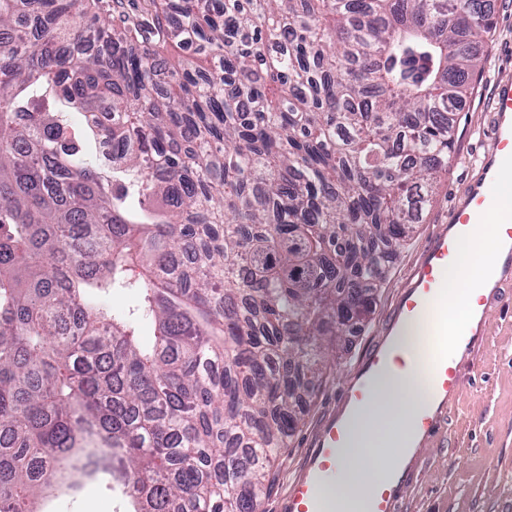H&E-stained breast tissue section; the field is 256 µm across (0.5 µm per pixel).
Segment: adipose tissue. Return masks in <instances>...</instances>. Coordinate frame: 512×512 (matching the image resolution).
Here are the masks:
<instances>
[{"label":"adipose tissue","mask_w":512,"mask_h":512,"mask_svg":"<svg viewBox=\"0 0 512 512\" xmlns=\"http://www.w3.org/2000/svg\"><path fill=\"white\" fill-rule=\"evenodd\" d=\"M501 253L497 225H482L475 239L462 250L461 274L448 281L449 303L438 314L442 323L454 326L467 320L465 301L471 289L483 283L487 268L498 264ZM425 395L418 370L408 362L379 382L371 405L349 414L354 443L344 450L338 496L352 495L362 482L375 481L384 473L390 456L401 445L410 413Z\"/></svg>","instance_id":"1"}]
</instances>
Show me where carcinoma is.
Instances as JSON below:
<instances>
[{
  "label": "carcinoma",
  "mask_w": 512,
  "mask_h": 512,
  "mask_svg": "<svg viewBox=\"0 0 512 512\" xmlns=\"http://www.w3.org/2000/svg\"><path fill=\"white\" fill-rule=\"evenodd\" d=\"M97 8L0 0V512L96 478L131 512H258L300 394L448 170L491 14ZM190 47L208 67L171 63Z\"/></svg>",
  "instance_id": "1"
}]
</instances>
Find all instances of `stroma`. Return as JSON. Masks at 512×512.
<instances>
[{"instance_id": "stroma-1", "label": "stroma", "mask_w": 512, "mask_h": 512, "mask_svg": "<svg viewBox=\"0 0 512 512\" xmlns=\"http://www.w3.org/2000/svg\"><path fill=\"white\" fill-rule=\"evenodd\" d=\"M484 65L471 97L456 113L454 159L437 181L424 221L396 250L389 278L375 293L369 319L342 336L324 381L304 397V417L275 461L273 487L261 512H284L289 484L304 470L319 431L342 412L343 393L380 342L411 270L447 221L453 204L475 179L473 165L487 145L490 101L497 80L512 76V0H493ZM463 386L439 430L423 442L402 478L396 512H512V279L488 302L486 338L460 360ZM52 512H123L119 493L89 483L76 499L53 501Z\"/></svg>"}]
</instances>
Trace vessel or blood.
I'll use <instances>...</instances> for the list:
<instances>
[{"label": "vessel or blood", "instance_id": "1", "mask_svg": "<svg viewBox=\"0 0 512 512\" xmlns=\"http://www.w3.org/2000/svg\"><path fill=\"white\" fill-rule=\"evenodd\" d=\"M493 129L490 148L480 161V177L469 189L463 202L452 211L447 230L428 245L424 256L406 284L396 315L390 325L389 339L371 350L364 359L362 371L346 392L350 408L358 409L373 399V383L377 377L397 365L393 334L408 323L434 312L448 299L445 283L454 266L458 250L477 225H500L502 243V270L512 274V213L504 212L498 197L504 189L499 183L503 171L512 172V79H499L491 98ZM486 301L474 294L469 299V317L458 327L439 326L430 343L424 344L415 357L420 375L428 388V399L416 412L403 455L430 437L436 430L440 412L445 409L462 385V375L453 354L458 337L472 339L485 333ZM350 444V433L344 420L329 421L319 432L306 469L288 490L287 512H348L326 495L328 487L336 482V474L343 465L342 450ZM400 480L387 476L364 485L357 498V512H395L401 493Z\"/></svg>", "mask_w": 512, "mask_h": 512}]
</instances>
